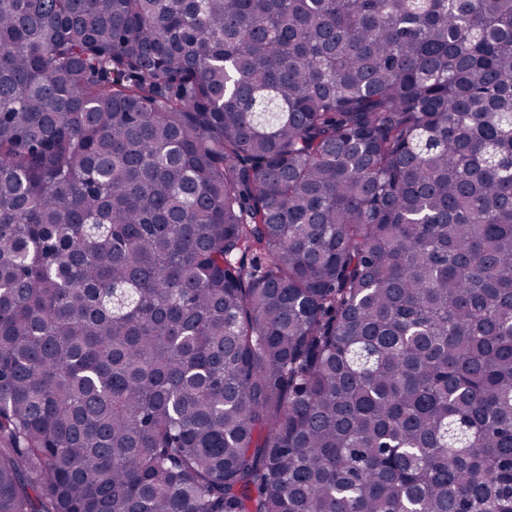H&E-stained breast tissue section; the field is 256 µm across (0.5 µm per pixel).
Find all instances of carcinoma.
Instances as JSON below:
<instances>
[{"label":"carcinoma","instance_id":"obj_1","mask_svg":"<svg viewBox=\"0 0 512 512\" xmlns=\"http://www.w3.org/2000/svg\"><path fill=\"white\" fill-rule=\"evenodd\" d=\"M0 512H512V0H0Z\"/></svg>","mask_w":512,"mask_h":512}]
</instances>
